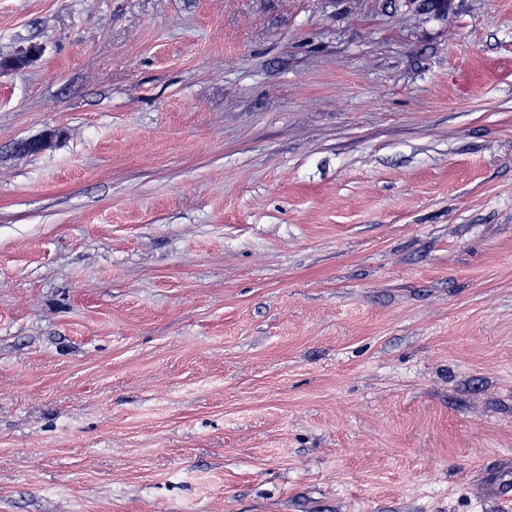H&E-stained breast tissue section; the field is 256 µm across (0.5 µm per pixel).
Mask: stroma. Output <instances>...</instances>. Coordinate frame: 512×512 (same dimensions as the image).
<instances>
[{
	"label": "stroma",
	"instance_id": "1",
	"mask_svg": "<svg viewBox=\"0 0 512 512\" xmlns=\"http://www.w3.org/2000/svg\"><path fill=\"white\" fill-rule=\"evenodd\" d=\"M32 46L0 512H512V0H0Z\"/></svg>",
	"mask_w": 512,
	"mask_h": 512
}]
</instances>
